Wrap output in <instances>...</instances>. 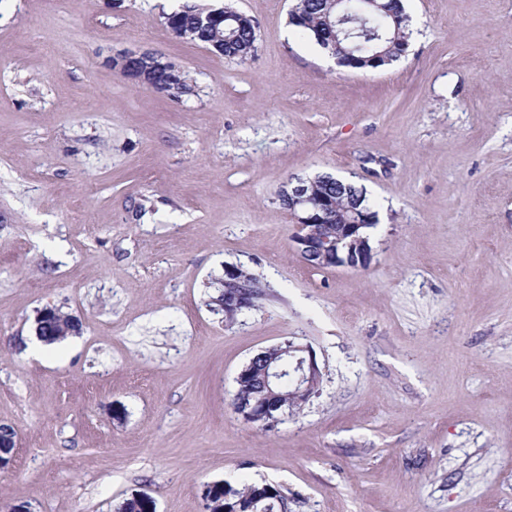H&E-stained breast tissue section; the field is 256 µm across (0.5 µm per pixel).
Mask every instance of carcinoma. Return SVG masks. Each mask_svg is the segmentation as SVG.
I'll use <instances>...</instances> for the list:
<instances>
[{
  "mask_svg": "<svg viewBox=\"0 0 512 512\" xmlns=\"http://www.w3.org/2000/svg\"><path fill=\"white\" fill-rule=\"evenodd\" d=\"M174 15L176 22L167 25L168 30L228 59L245 60L257 49L253 20L229 4L192 3ZM409 23L403 0H377L373 4L363 0H298L289 14V24L314 40L326 54L347 63L350 69L364 71L390 66L406 53ZM331 178L330 174L317 175L313 184L315 194L336 202V223L343 221L351 207L374 213L363 189ZM262 486L264 512H288V497L277 484L235 488L227 482L216 483L208 493L238 512H252L251 500Z\"/></svg>",
  "mask_w": 512,
  "mask_h": 512,
  "instance_id": "cac0c4a2",
  "label": "carcinoma"
}]
</instances>
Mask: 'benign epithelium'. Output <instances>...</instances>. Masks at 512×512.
<instances>
[{
  "label": "benign epithelium",
  "mask_w": 512,
  "mask_h": 512,
  "mask_svg": "<svg viewBox=\"0 0 512 512\" xmlns=\"http://www.w3.org/2000/svg\"><path fill=\"white\" fill-rule=\"evenodd\" d=\"M106 63L124 78L154 90L170 87L180 80V69L163 56L151 51L123 52L112 55ZM288 208L296 218L294 243L309 265L320 268H364L371 259L369 238L362 229L376 223V217L362 218L352 212L345 223L325 230V222L336 214V203L314 196L312 185L303 179L288 181ZM35 336H68L78 332L72 317L61 315L57 309L46 307L35 318ZM281 346H270L253 355L238 375L253 384L252 395L235 398L234 410L246 422L267 427L280 420L288 404L305 402L321 379V370L313 354L292 357V391L281 393L283 354Z\"/></svg>",
  "instance_id": "7a95c632"
}]
</instances>
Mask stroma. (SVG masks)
<instances>
[{"label":"stroma","instance_id":"1","mask_svg":"<svg viewBox=\"0 0 512 512\" xmlns=\"http://www.w3.org/2000/svg\"><path fill=\"white\" fill-rule=\"evenodd\" d=\"M184 2L0 0V512H211L224 481L289 512H512V0H406L407 52L368 72L296 0H232L244 61L169 32ZM124 50L194 95L128 81ZM325 173L378 214L367 268L291 240L280 189ZM229 265L267 285L231 320ZM46 307L79 332L43 352ZM288 340L321 383L247 423L236 378ZM106 63L124 78L155 91L158 86L168 88L180 80V69L151 51L118 53L108 57ZM265 486L263 492L264 500L261 503V507L264 508V512H287L288 511V497L284 493L281 486L272 483H254L251 485L244 486L242 488H235L227 482L213 484L208 489V494L215 499H220L224 510V503L227 506L233 505L239 512H252L249 508L251 500L254 497L258 488ZM224 495L227 499H224Z\"/></svg>","mask_w":512,"mask_h":512}]
</instances>
